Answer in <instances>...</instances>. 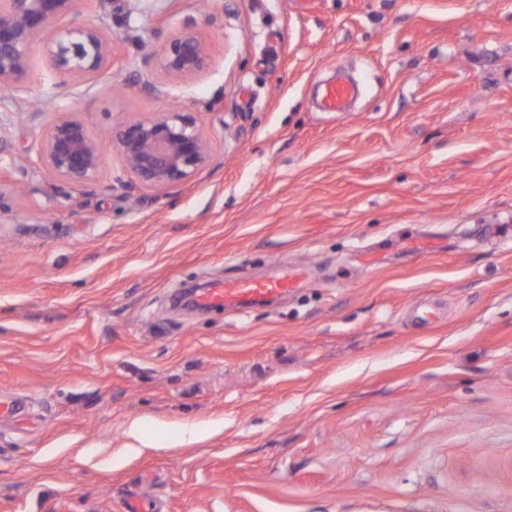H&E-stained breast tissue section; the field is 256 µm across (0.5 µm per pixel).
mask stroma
Wrapping results in <instances>:
<instances>
[{
    "mask_svg": "<svg viewBox=\"0 0 512 512\" xmlns=\"http://www.w3.org/2000/svg\"><path fill=\"white\" fill-rule=\"evenodd\" d=\"M92 81L0 87V512H512V0H84ZM189 30L199 75L154 68ZM346 112L313 97L336 72ZM157 86L145 92L144 79ZM198 113L209 162L157 193L39 161ZM302 269L246 312L186 289ZM435 320L420 323V308ZM138 425L151 445L128 443ZM102 142L81 119L60 112L47 126L40 158L56 176L75 185L95 183L102 167Z\"/></svg>",
    "mask_w": 512,
    "mask_h": 512,
    "instance_id": "35a3bbf8",
    "label": "stroma"
}]
</instances>
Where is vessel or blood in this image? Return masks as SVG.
I'll return each mask as SVG.
<instances>
[{
    "instance_id": "1",
    "label": "vessel or blood",
    "mask_w": 512,
    "mask_h": 512,
    "mask_svg": "<svg viewBox=\"0 0 512 512\" xmlns=\"http://www.w3.org/2000/svg\"><path fill=\"white\" fill-rule=\"evenodd\" d=\"M356 94L355 85L344 76L321 86L320 107L325 112L346 111ZM300 278L295 274L271 278L244 277L233 281H216L203 289L197 299L200 305L213 308H249L269 303L298 287Z\"/></svg>"
}]
</instances>
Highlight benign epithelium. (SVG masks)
I'll use <instances>...</instances> for the list:
<instances>
[{
	"instance_id": "obj_1",
	"label": "benign epithelium",
	"mask_w": 512,
	"mask_h": 512,
	"mask_svg": "<svg viewBox=\"0 0 512 512\" xmlns=\"http://www.w3.org/2000/svg\"><path fill=\"white\" fill-rule=\"evenodd\" d=\"M79 8V0H0V86L16 83L35 53L55 71L92 80L112 57V36L87 20L43 34L57 18ZM209 58L198 38L182 32L169 38L156 67L173 77L204 71ZM112 150L142 189L169 188L190 179L208 161L209 143L195 112L170 110L112 129ZM102 142L81 119L61 112L47 126L40 158L56 176L75 185L95 183L102 167Z\"/></svg>"
}]
</instances>
